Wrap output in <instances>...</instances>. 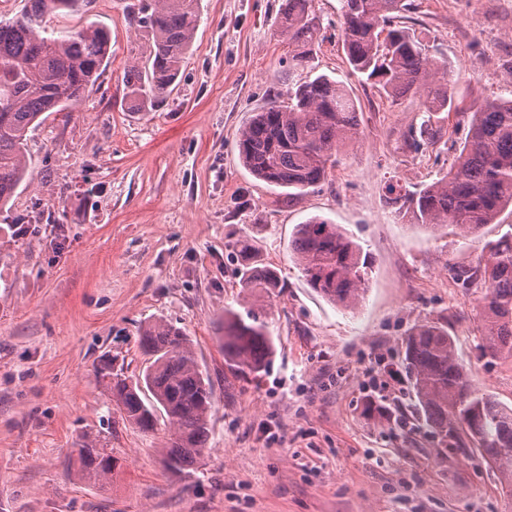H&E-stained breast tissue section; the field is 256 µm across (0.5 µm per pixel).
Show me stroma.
Segmentation results:
<instances>
[{
    "mask_svg": "<svg viewBox=\"0 0 512 512\" xmlns=\"http://www.w3.org/2000/svg\"><path fill=\"white\" fill-rule=\"evenodd\" d=\"M128 2L85 0L54 20L106 28L112 56L79 108L29 132V176L0 207V512H512L488 462L427 431L399 365L412 327L447 324L473 387L512 408V359L478 349L485 289L455 278L512 228V207L476 231L434 233L398 216L387 192L445 176L469 131L461 109L512 98V0H410L403 23L447 66L460 108L418 151L407 138L425 97L387 98L352 72L338 0H313L322 43L293 72L277 31L288 0H200L160 102L124 95L125 71L152 47ZM466 9L487 23L462 36ZM319 74L345 82L359 134L291 200L249 173L236 141L253 112ZM314 218L369 257L355 310L310 288L288 249ZM239 239L283 283L267 308L275 351L249 380L220 346L225 309L249 300ZM159 318L190 336L214 382L208 444L187 475L165 466L166 420L148 433L122 421L95 375L109 355L138 378L140 336ZM84 444L111 449V483L66 475Z\"/></svg>",
    "mask_w": 512,
    "mask_h": 512,
    "instance_id": "stroma-1",
    "label": "stroma"
}]
</instances>
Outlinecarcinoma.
<instances>
[{
	"mask_svg": "<svg viewBox=\"0 0 512 512\" xmlns=\"http://www.w3.org/2000/svg\"><path fill=\"white\" fill-rule=\"evenodd\" d=\"M83 0H27L9 19H0V206L25 180L26 136L46 112L78 108L109 55L111 37L98 25L55 30L51 19L80 10ZM200 0H139L129 6L135 24L153 35L143 67L125 71L130 95L167 98L176 87L192 47ZM312 0H288L280 17L288 38V67L306 66L320 40ZM342 47L356 73L389 97L426 95L428 112L457 110L448 68L431 62L423 41L401 25L404 0H339ZM359 130L356 101L343 82L326 75L288 90V101L273 100L240 129L242 164L257 179L288 190V199L321 184L336 164L342 144ZM441 135L431 119L411 134L415 147ZM391 203L411 223L431 230L454 226L475 231L512 206V100L485 101L471 113L469 134L448 174L415 191L388 186ZM240 286L255 299L244 311L224 310V362L244 378L258 376L274 350L265 303L282 287L278 275L258 266L251 245H232ZM290 249L307 284L346 310L357 308L366 291L370 265L362 247L340 226L315 218L300 225ZM487 257L458 274L463 287L481 284L484 323L481 354L512 358V230L485 246ZM148 365L132 382L124 366L106 360L96 377L112 396L122 420L143 431L166 418L171 434L166 466L186 473L198 463L209 436L213 381L200 369L191 340L165 321L140 336ZM403 364L434 436L469 448L500 473L512 489V408L474 390L456 359L448 325L413 327L405 339ZM79 474L95 483L112 479V451L77 449Z\"/></svg>",
	"mask_w": 512,
	"mask_h": 512,
	"instance_id": "1",
	"label": "carcinoma"
}]
</instances>
